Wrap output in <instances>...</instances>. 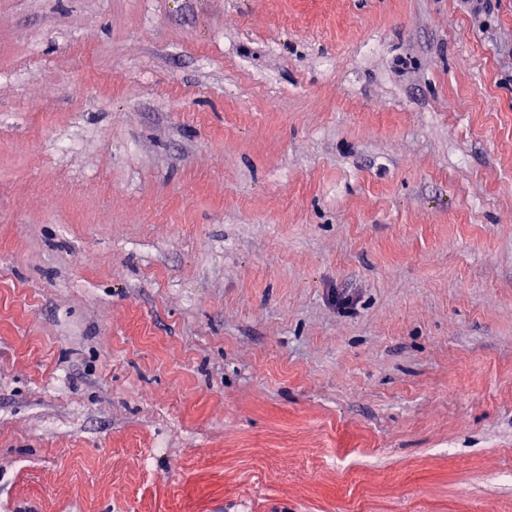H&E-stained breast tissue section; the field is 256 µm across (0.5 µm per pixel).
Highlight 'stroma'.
<instances>
[{
    "label": "stroma",
    "instance_id": "35a3bbf8",
    "mask_svg": "<svg viewBox=\"0 0 512 512\" xmlns=\"http://www.w3.org/2000/svg\"><path fill=\"white\" fill-rule=\"evenodd\" d=\"M0 512H512V0H0Z\"/></svg>",
    "mask_w": 512,
    "mask_h": 512
}]
</instances>
